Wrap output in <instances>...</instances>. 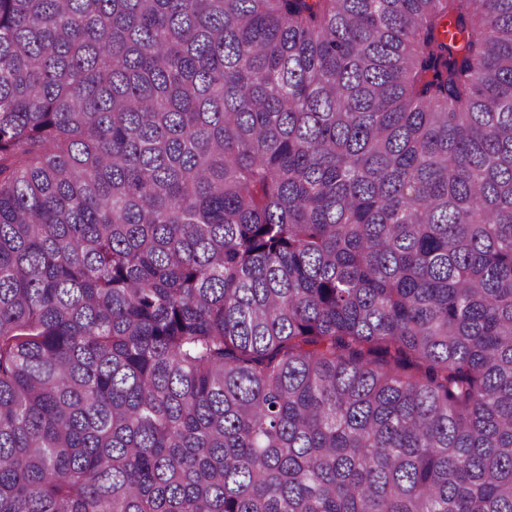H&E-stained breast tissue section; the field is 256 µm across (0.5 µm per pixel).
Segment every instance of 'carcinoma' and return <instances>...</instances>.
Masks as SVG:
<instances>
[{"label":"carcinoma","mask_w":512,"mask_h":512,"mask_svg":"<svg viewBox=\"0 0 512 512\" xmlns=\"http://www.w3.org/2000/svg\"><path fill=\"white\" fill-rule=\"evenodd\" d=\"M0 512H512V0H0Z\"/></svg>","instance_id":"carcinoma-1"}]
</instances>
